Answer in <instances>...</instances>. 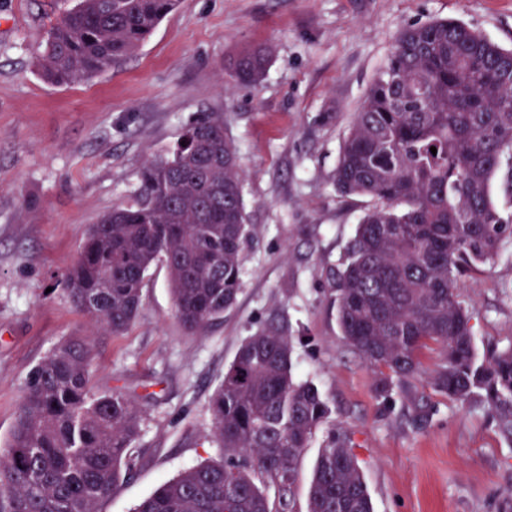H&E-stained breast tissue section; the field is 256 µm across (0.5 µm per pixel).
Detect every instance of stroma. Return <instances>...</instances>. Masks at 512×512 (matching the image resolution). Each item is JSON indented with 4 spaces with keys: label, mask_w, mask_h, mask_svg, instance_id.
Listing matches in <instances>:
<instances>
[{
    "label": "stroma",
    "mask_w": 512,
    "mask_h": 512,
    "mask_svg": "<svg viewBox=\"0 0 512 512\" xmlns=\"http://www.w3.org/2000/svg\"><path fill=\"white\" fill-rule=\"evenodd\" d=\"M75 0H0V446L29 370L59 340L93 349L91 383L143 410L133 474L102 512H134L169 479L223 457L209 397L240 342L279 319L294 362L328 400L354 448L374 512H512V440L482 396L438 394L441 362L375 394L377 376L343 340L331 279L364 211L337 194L343 133L407 25L455 19L512 50V0H180L138 52L93 79L43 80L47 31ZM270 50L265 73L236 86L229 65ZM220 112L244 171L257 229L235 305L190 334L168 274L151 266L136 319L115 336L73 303L64 271L91 224L127 201L150 158L172 150L196 113ZM479 361L512 346V240L462 276Z\"/></svg>",
    "instance_id": "stroma-1"
}]
</instances>
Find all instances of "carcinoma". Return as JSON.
Wrapping results in <instances>:
<instances>
[{
	"instance_id": "1",
	"label": "carcinoma",
	"mask_w": 512,
	"mask_h": 512,
	"mask_svg": "<svg viewBox=\"0 0 512 512\" xmlns=\"http://www.w3.org/2000/svg\"><path fill=\"white\" fill-rule=\"evenodd\" d=\"M177 3L76 0L48 31L42 77L69 85L108 71ZM266 62V50L247 51L231 77L249 87ZM181 140L145 162L130 200L90 227L64 274L76 305L114 335L136 318L154 263L166 267L189 333L237 301L256 227L224 113H200ZM504 167L512 185V51L456 20L405 28L341 140L334 175L340 195L368 205L333 276V303L343 339L380 374L376 395L388 407L393 384L438 350L436 392L462 404L482 392L512 414V347L478 363L472 315L456 293L459 276L512 238V217L490 196ZM294 343L274 319L242 341L209 398L224 459L165 482L136 512H294L297 465L331 413L317 386L296 378ZM91 361L86 339L72 336L29 371L0 448V512H102L136 467L142 409L120 391L94 390ZM306 512H373L357 455L334 428Z\"/></svg>"
}]
</instances>
